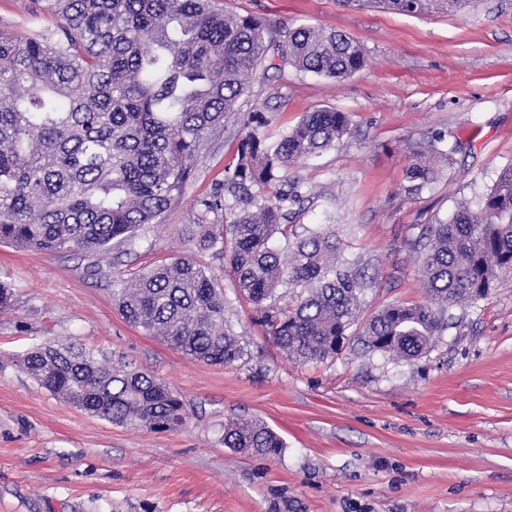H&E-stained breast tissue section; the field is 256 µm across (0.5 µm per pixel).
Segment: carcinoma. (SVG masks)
<instances>
[{
  "label": "carcinoma",
  "mask_w": 512,
  "mask_h": 512,
  "mask_svg": "<svg viewBox=\"0 0 512 512\" xmlns=\"http://www.w3.org/2000/svg\"><path fill=\"white\" fill-rule=\"evenodd\" d=\"M402 13L462 10L470 0H384ZM59 22L31 36H0V241L22 249L97 252L131 246L181 196L208 134L236 116L234 166L198 201L193 245L228 261L237 292L268 335L297 361L336 355V338L359 323L363 284L328 225L295 223L308 188L290 170L331 148L349 116L305 113L272 141V118L237 102L261 68L291 66L341 80L360 70L361 48L312 26L278 32L224 12L220 0H45ZM431 140L414 144L408 178L435 179ZM281 235L282 251L273 241ZM431 302L389 305L364 322L370 352L420 356L449 308L489 295L512 272V166L473 204L428 224L411 244ZM121 315L184 356L232 365L247 345L225 318L216 279L188 254L112 289ZM23 368L67 405L118 426L173 431L185 404L157 377L79 345L47 343ZM224 447L281 454L258 421L224 426Z\"/></svg>",
  "instance_id": "obj_1"
}]
</instances>
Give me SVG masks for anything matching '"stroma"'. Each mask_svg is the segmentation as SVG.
<instances>
[{
	"instance_id": "1",
	"label": "stroma",
	"mask_w": 512,
	"mask_h": 512,
	"mask_svg": "<svg viewBox=\"0 0 512 512\" xmlns=\"http://www.w3.org/2000/svg\"><path fill=\"white\" fill-rule=\"evenodd\" d=\"M33 0H0V33L54 27ZM278 28L307 25L357 42L364 66L336 81L269 70L238 101L272 113L278 138L304 113L348 114L342 142L301 161V223L332 224L361 259L362 316L428 295L410 244L512 166V0L407 15L364 0H224ZM234 120L209 135L183 195L136 232L134 251L48 253L0 243V512H512V273L453 307L455 325L408 361L350 342L289 359L237 293L229 267L190 241L199 199L235 164ZM436 140L437 177L412 189L410 148ZM194 252L224 288L249 357L191 360L126 322L112 290L155 262ZM84 344L149 372L183 399L178 430L120 427L75 409L21 364L46 342ZM256 420L284 443L274 458L226 448L224 425Z\"/></svg>"
}]
</instances>
